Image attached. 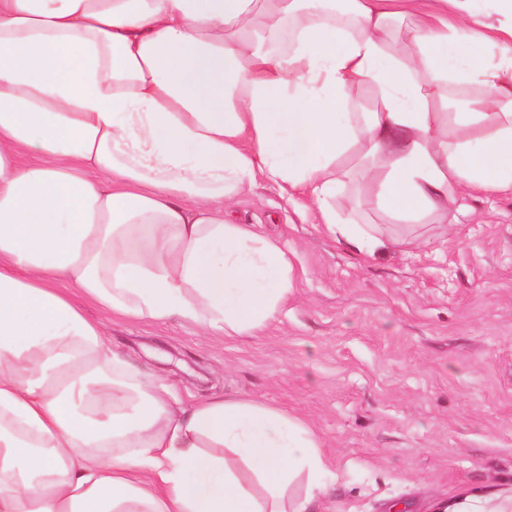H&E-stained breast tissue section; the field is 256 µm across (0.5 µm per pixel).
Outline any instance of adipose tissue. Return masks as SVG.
I'll list each match as a JSON object with an SVG mask.
<instances>
[{
  "mask_svg": "<svg viewBox=\"0 0 512 512\" xmlns=\"http://www.w3.org/2000/svg\"><path fill=\"white\" fill-rule=\"evenodd\" d=\"M474 3L0 0V512H307L327 466L304 422L172 406L86 309L256 335L294 279L226 217L260 179L368 256L380 236L336 208L349 157L409 223L512 191V0L475 31ZM364 84L376 111L352 109ZM432 512L512 494L460 486Z\"/></svg>",
  "mask_w": 512,
  "mask_h": 512,
  "instance_id": "1",
  "label": "adipose tissue"
}]
</instances>
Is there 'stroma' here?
I'll list each match as a JSON object with an SVG mask.
<instances>
[{
    "instance_id": "stroma-1",
    "label": "stroma",
    "mask_w": 512,
    "mask_h": 512,
    "mask_svg": "<svg viewBox=\"0 0 512 512\" xmlns=\"http://www.w3.org/2000/svg\"><path fill=\"white\" fill-rule=\"evenodd\" d=\"M410 240L363 258L312 223L306 198L261 182L232 217L294 265L280 314L255 336L91 309L104 339L182 404L242 395L307 422L330 472L309 512H430L458 486L512 488V191L461 199L418 224L345 178L337 205Z\"/></svg>"
}]
</instances>
